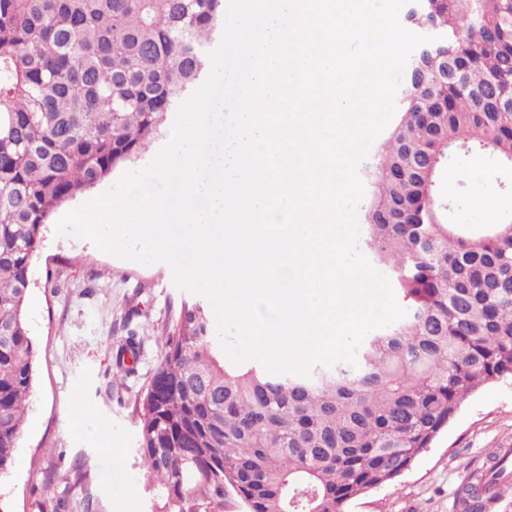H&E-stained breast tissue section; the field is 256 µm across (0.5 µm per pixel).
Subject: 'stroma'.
Segmentation results:
<instances>
[{
  "mask_svg": "<svg viewBox=\"0 0 512 512\" xmlns=\"http://www.w3.org/2000/svg\"><path fill=\"white\" fill-rule=\"evenodd\" d=\"M173 124L166 119L137 159L57 208L43 230L26 306L36 346L33 394L15 462L0 478V512H42L59 492L69 501L68 512L153 510L135 456L140 398L169 322L193 294L176 286L165 263L143 265L85 239L56 237L55 226L88 197L146 168L168 142ZM471 161L468 155L450 160L442 188L457 223L483 224L486 216L472 203ZM50 269L61 273L52 290L45 286ZM127 336L141 347L138 372L116 381L112 349ZM498 448L512 449V380L468 398L409 470L354 499L348 512H460L462 473L485 469Z\"/></svg>",
  "mask_w": 512,
  "mask_h": 512,
  "instance_id": "obj_1",
  "label": "stroma"
}]
</instances>
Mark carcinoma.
Wrapping results in <instances>:
<instances>
[{
    "instance_id": "carcinoma-1",
    "label": "carcinoma",
    "mask_w": 512,
    "mask_h": 512,
    "mask_svg": "<svg viewBox=\"0 0 512 512\" xmlns=\"http://www.w3.org/2000/svg\"><path fill=\"white\" fill-rule=\"evenodd\" d=\"M225 0H0V478L13 466L35 347L32 260L51 213L137 157L203 81ZM405 20L438 40L413 61L392 125L361 172L364 243L409 300L367 334L358 366L306 377L226 360L197 302L168 329L143 395L138 463L153 512H198L233 495L245 512H346L395 481L479 389L512 379V220H448L451 157L507 167L512 0H414ZM448 55V99L429 107ZM139 343L113 355L136 373Z\"/></svg>"
}]
</instances>
